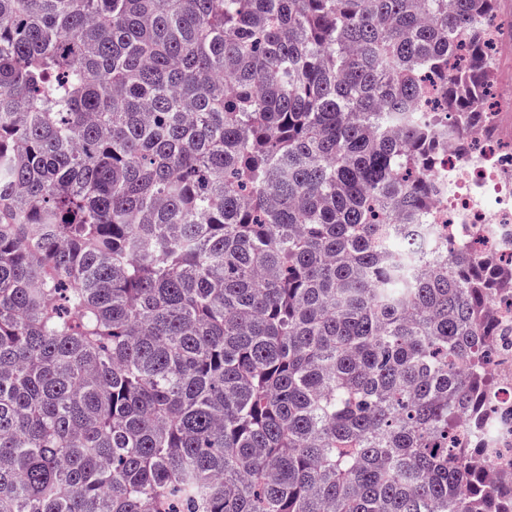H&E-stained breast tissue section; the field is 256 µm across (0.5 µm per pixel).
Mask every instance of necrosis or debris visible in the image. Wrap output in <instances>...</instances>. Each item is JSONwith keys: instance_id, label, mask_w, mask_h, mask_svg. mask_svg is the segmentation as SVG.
<instances>
[{"instance_id": "1", "label": "necrosis or debris", "mask_w": 512, "mask_h": 512, "mask_svg": "<svg viewBox=\"0 0 512 512\" xmlns=\"http://www.w3.org/2000/svg\"><path fill=\"white\" fill-rule=\"evenodd\" d=\"M512 91L498 94L485 119L472 130L466 147L449 149L429 171L439 197L434 223L448 227L451 239L465 242L492 267L512 254ZM498 385L487 405L488 435L473 441L472 459L483 474L512 478V336L502 341L491 360Z\"/></svg>"}]
</instances>
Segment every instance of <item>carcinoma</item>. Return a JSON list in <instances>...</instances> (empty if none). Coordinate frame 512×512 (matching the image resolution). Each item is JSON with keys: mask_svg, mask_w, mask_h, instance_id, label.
<instances>
[{"mask_svg": "<svg viewBox=\"0 0 512 512\" xmlns=\"http://www.w3.org/2000/svg\"><path fill=\"white\" fill-rule=\"evenodd\" d=\"M496 4L0 0V512H512L429 220Z\"/></svg>", "mask_w": 512, "mask_h": 512, "instance_id": "obj_1", "label": "carcinoma"}]
</instances>
